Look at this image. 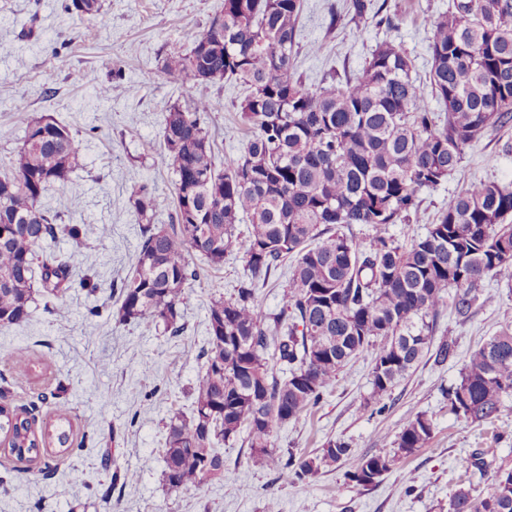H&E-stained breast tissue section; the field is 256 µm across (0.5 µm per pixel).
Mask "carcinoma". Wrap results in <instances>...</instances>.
Returning a JSON list of instances; mask_svg holds the SVG:
<instances>
[{
    "label": "carcinoma",
    "instance_id": "carcinoma-1",
    "mask_svg": "<svg viewBox=\"0 0 512 512\" xmlns=\"http://www.w3.org/2000/svg\"><path fill=\"white\" fill-rule=\"evenodd\" d=\"M83 18L101 15V0H70ZM301 0H224L207 31L187 35L188 52L171 56L167 74L187 86L235 81L246 87L240 113L249 136L240 155L217 169L203 116L206 99L172 106L163 127V161L175 176L169 223L155 224L145 183L131 199L146 221L131 275L120 284L121 323L180 335L184 290L199 279L188 255L219 270L243 253L245 278L211 300L203 369L193 387L192 415L174 410L166 421L163 481L170 489L224 479L220 443L244 436L255 462L286 483L312 481L328 467L368 486L426 447L434 424L408 418L393 453L357 455L341 439L319 454L288 458L272 443L274 430L317 406L338 373L371 353L370 397L363 409L382 414L385 398L424 356L443 365L456 341L433 345L434 324L448 305L469 317L480 283L512 272V185L473 182L448 199L423 236L399 242L392 224L418 216V194L448 179L466 146L512 121V0H453L435 24L430 44V93L416 85L405 50L384 41L361 70L316 88L295 77ZM443 103L445 117L430 99ZM80 153L70 128L50 116L32 119L18 141L11 174L0 178V326L26 321L39 282L59 298L91 277H76L74 255L53 249L59 235L84 244L82 224H59L42 208L45 190L59 184L69 199L82 195L72 179ZM249 224L240 236L237 225ZM354 224L363 242L341 232ZM295 258L280 309L261 315L257 284ZM512 396V326L463 360L447 390L448 405L470 424L493 421ZM35 432L32 421L0 406V442L9 454L55 477L48 448L73 455L71 421ZM465 482L448 512H512V469L489 464L481 451L462 466Z\"/></svg>",
    "mask_w": 512,
    "mask_h": 512
}]
</instances>
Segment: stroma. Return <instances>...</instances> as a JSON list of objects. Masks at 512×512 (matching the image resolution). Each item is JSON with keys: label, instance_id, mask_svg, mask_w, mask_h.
<instances>
[{"label": "stroma", "instance_id": "stroma-1", "mask_svg": "<svg viewBox=\"0 0 512 512\" xmlns=\"http://www.w3.org/2000/svg\"><path fill=\"white\" fill-rule=\"evenodd\" d=\"M223 0H102L103 17L87 20L69 13L66 0H0V128L14 140H0V175L10 172L15 139L28 122L50 116L69 125L81 144L75 171L83 186L78 203L61 186L50 187L41 204L65 224L88 229L82 249L61 237L56 250L76 253L78 270L95 274L98 288L69 289L65 316L44 311L36 299L31 317L0 327V403L16 411L33 409L34 426L56 419L65 403L77 458H57V473L44 481L32 465L0 450V512H448V500L464 478L461 462L472 451L492 467H512V399L498 417L480 426L455 415L445 395L459 378L463 357L504 325H512V281L483 282L469 320L457 321L442 308L436 337H454L457 359L435 365L425 358L392 390L382 414L362 410L371 386V357L361 354L326 390L322 401L299 420L273 434L275 448L315 454L331 439L348 442L356 454L389 452L406 419L423 412L433 436L420 449L368 487L349 482L343 469L325 468L311 483L284 484L276 471L254 464L239 440L222 444L224 478L188 490H171L162 480L165 422L169 410H193V386L201 373L199 350L206 339L208 306L215 295L231 293L245 275L242 255L224 260L221 270L202 272L184 291V332L173 336L118 322L114 285L131 274L142 224L130 200L133 184L148 183L158 223L173 209L175 178L160 149L171 106L187 107L206 97L205 124L214 161L225 168L244 144L246 126L239 105L243 85L228 81L189 89L169 78L164 61L187 52L189 32L206 31ZM367 20L352 19V0H303L294 71L306 86L329 76L356 74L376 45L390 41L412 58L418 85L431 67L434 23L452 0H365ZM322 53H312L315 44ZM120 83L125 93L100 98L101 86ZM512 183V124L488 131L465 148L448 179L420 192L416 221L394 224L390 235H421L450 196L475 181ZM108 225L110 233L96 230ZM28 350L34 364L18 381L15 349ZM57 392V403L37 404L38 395ZM111 449L121 473L110 482L102 468ZM82 482L71 479L72 471ZM112 486L110 505L99 492Z\"/></svg>", "mask_w": 512, "mask_h": 512}]
</instances>
